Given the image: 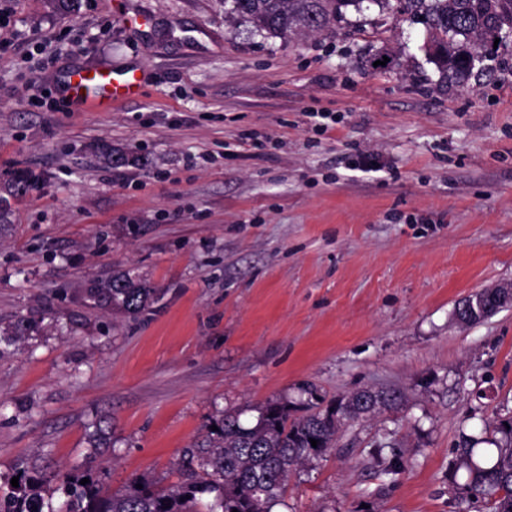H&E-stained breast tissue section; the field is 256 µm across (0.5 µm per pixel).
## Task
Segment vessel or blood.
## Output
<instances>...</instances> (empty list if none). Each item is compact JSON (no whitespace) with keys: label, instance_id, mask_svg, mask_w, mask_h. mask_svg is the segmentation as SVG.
<instances>
[{"label":"vessel or blood","instance_id":"vessel-or-blood-1","mask_svg":"<svg viewBox=\"0 0 512 512\" xmlns=\"http://www.w3.org/2000/svg\"><path fill=\"white\" fill-rule=\"evenodd\" d=\"M69 100L83 111H95L138 93L141 79L136 70L122 73L76 68L61 80Z\"/></svg>","mask_w":512,"mask_h":512}]
</instances>
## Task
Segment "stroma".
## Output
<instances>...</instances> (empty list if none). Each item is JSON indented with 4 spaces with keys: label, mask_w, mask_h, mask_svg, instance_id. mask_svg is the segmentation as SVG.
<instances>
[{
    "label": "stroma",
    "mask_w": 512,
    "mask_h": 512,
    "mask_svg": "<svg viewBox=\"0 0 512 512\" xmlns=\"http://www.w3.org/2000/svg\"><path fill=\"white\" fill-rule=\"evenodd\" d=\"M6 7L54 55L40 67L0 44V184L39 179L0 232V485L25 461L94 467L112 492L170 486L224 411L250 423L311 383L402 402L348 423L275 512H462L461 431L512 417V308L453 318L512 282V47L508 69L442 91L423 26L375 6L285 39L226 21L224 0ZM383 49L398 67L371 66ZM78 66L135 67L142 87L83 112L59 84ZM115 271L161 300L89 306L84 288ZM390 448L392 481L375 462Z\"/></svg>",
    "instance_id": "35a3bbf8"
}]
</instances>
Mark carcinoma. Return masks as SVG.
I'll return each mask as SVG.
<instances>
[{"label":"carcinoma","instance_id":"cac0c4a2","mask_svg":"<svg viewBox=\"0 0 512 512\" xmlns=\"http://www.w3.org/2000/svg\"><path fill=\"white\" fill-rule=\"evenodd\" d=\"M375 5L404 21L424 26L425 51L438 73V85L465 87L493 71L497 58L494 41L512 30V0H224L228 20L248 23L266 37L285 38L301 32H329L361 13L364 3ZM38 182L27 170L14 173L0 187V223H8V198L20 197ZM94 306L136 316L157 303L161 293L147 281L118 272L85 290ZM307 395L304 413L295 416L290 404L271 400L259 409L256 421L244 424L237 412H226L215 430L184 451L183 480L165 489L134 478L123 490L104 491L88 467L80 474L56 472L47 477L34 468L19 466V486L0 491V512H199L205 495L214 502L207 512H272L285 495L289 474L326 455L336 446L345 424L360 418L349 411L353 395H340L329 403L315 387L301 388ZM373 412L395 410L401 396L378 392ZM502 435L487 459H475L480 440L462 435L456 451L459 467L469 482L454 493L466 502L488 501L491 512H512V420L499 424ZM317 440L312 446L310 440ZM89 479L82 485L80 481ZM142 488H137V485ZM62 502L54 506L55 495Z\"/></svg>","mask_w":512,"mask_h":512}]
</instances>
